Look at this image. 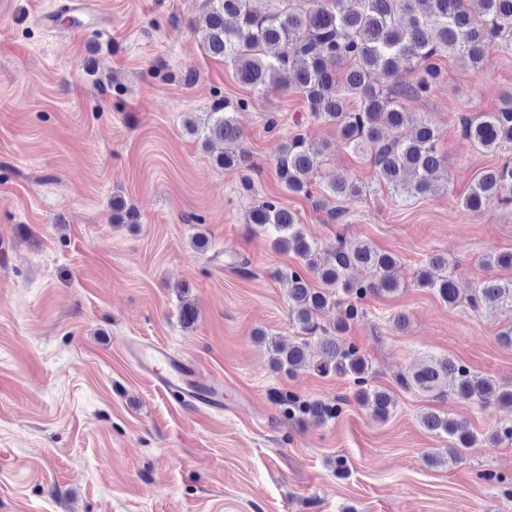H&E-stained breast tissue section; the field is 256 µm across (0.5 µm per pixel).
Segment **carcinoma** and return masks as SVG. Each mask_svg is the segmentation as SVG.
Returning <instances> with one entry per match:
<instances>
[{"label":"carcinoma","instance_id":"carcinoma-1","mask_svg":"<svg viewBox=\"0 0 512 512\" xmlns=\"http://www.w3.org/2000/svg\"><path fill=\"white\" fill-rule=\"evenodd\" d=\"M484 15L482 26L471 23V2ZM266 0H204V44L208 53L230 63L238 81L261 90L275 82L299 91L312 115L336 126L352 150L370 158L379 183L400 199L424 197L438 191L434 172L445 160L440 136L433 125L403 108L402 98L428 96L441 79L439 59L456 58L476 70L483 68L494 45L512 49V0H309L307 8L272 12L262 7ZM383 77L389 84L378 81ZM356 106H351V102ZM241 103L216 100L201 134L207 141L226 145L215 165L231 168L247 165L249 157L234 149L241 132L234 118ZM403 128L396 140L383 137V127ZM462 136L486 150H498L512 143V94L503 98L494 112L477 118H460ZM322 161L307 135L297 132L282 145L275 158L280 180L288 191L309 196L312 179ZM334 197L355 198L363 186L336 175L327 184ZM491 204L512 206V162L483 174L463 199L469 211H481ZM249 223L259 227L274 246L301 258L322 287L298 271L288 277L290 319L305 338L284 350L272 344V365L288 375L314 366L322 375L348 376L359 386L357 401L379 418L394 407L393 395L369 383V364L360 351L342 341L339 333L359 317V300L368 294L385 295L400 290L396 273L398 259L376 250L369 243L351 245L345 236L336 237V247L322 251L307 239L297 216L273 200H264L249 211ZM447 260L433 255L428 269L417 276V284L430 288L453 305L457 301L455 280L444 274ZM362 267L371 278L353 282L346 271ZM487 299L512 312V279L483 281L469 299L473 309ZM336 309L332 336L321 317ZM319 348L317 363L307 357L309 339ZM406 390L443 392L449 385L464 402L482 407L512 406V389L484 377L449 359H432L421 367L397 377ZM289 420L308 417L327 419L338 415L341 401L334 404L301 399L288 393L274 398ZM424 428L445 434L454 441L453 460L476 443L466 421L427 412Z\"/></svg>","mask_w":512,"mask_h":512}]
</instances>
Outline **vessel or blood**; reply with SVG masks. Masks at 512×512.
<instances>
[{"instance_id":"obj_1","label":"vessel or blood","mask_w":512,"mask_h":512,"mask_svg":"<svg viewBox=\"0 0 512 512\" xmlns=\"http://www.w3.org/2000/svg\"><path fill=\"white\" fill-rule=\"evenodd\" d=\"M136 369L168 400L209 411L224 408V382L206 378L198 363L162 342L129 348Z\"/></svg>"}]
</instances>
